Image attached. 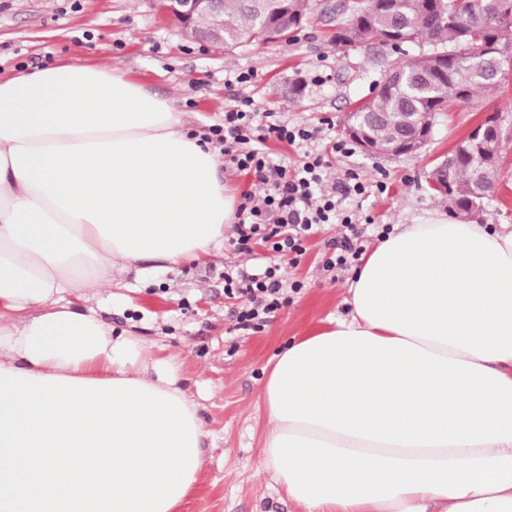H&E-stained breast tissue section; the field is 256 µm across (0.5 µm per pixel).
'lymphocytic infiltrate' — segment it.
<instances>
[{"mask_svg":"<svg viewBox=\"0 0 512 512\" xmlns=\"http://www.w3.org/2000/svg\"><path fill=\"white\" fill-rule=\"evenodd\" d=\"M322 124L291 123L282 113L258 111L253 99L242 98L224 112L223 123L211 126L206 142L219 148L227 167L251 176L258 188L246 191L235 211L233 243L237 250L251 252L260 243L276 253L290 255L299 264L305 240L322 226L337 224L348 232L333 247L325 261L326 270H344L359 264L363 248L350 238L359 223H373L372 215H358L347 206L349 200L379 196L386 192L383 181L370 182L354 171L331 181L329 165L316 143ZM299 145L298 161L273 159L266 151L269 139ZM303 281L287 277L279 265L267 264L254 273L232 265L224 269V294L242 299L235 313L239 328L259 330L281 309L288 307Z\"/></svg>","mask_w":512,"mask_h":512,"instance_id":"1","label":"lymphocytic infiltrate"}]
</instances>
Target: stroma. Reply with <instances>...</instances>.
Listing matches in <instances>:
<instances>
[{
  "label": "stroma",
  "instance_id": "35a3bbf8",
  "mask_svg": "<svg viewBox=\"0 0 512 512\" xmlns=\"http://www.w3.org/2000/svg\"><path fill=\"white\" fill-rule=\"evenodd\" d=\"M353 3L314 0L313 12L290 37L221 51L185 38L157 0H0V72L99 65L174 98L187 128L197 134H207L237 98L249 96L260 109L284 113L291 122L333 118L331 134L342 139L348 113L375 95L395 58L375 42L349 52L332 46ZM248 71L255 74L252 82L225 86L226 75ZM491 114L503 137L499 179L474 221L512 225L511 75L498 92L438 113L417 155L392 159L356 148L331 156V177L352 169L388 185L371 207L374 224L359 227L365 248L377 244L378 225L416 224L432 213H447L428 177L458 140ZM342 233L339 225L324 226L307 240L296 267L288 256L263 246L247 255L228 241L205 262L171 269L147 263L142 272H116L111 282H93L82 290L81 310L180 363L178 385L196 404L206 433L199 480L181 512H300L263 469L260 440L268 420L259 404L277 350L350 313V270L323 269L327 242ZM269 260L305 287L261 331L238 329L232 314L240 302L224 295V267L232 263L255 270Z\"/></svg>",
  "mask_w": 512,
  "mask_h": 512
}]
</instances>
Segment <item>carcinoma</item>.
Masks as SVG:
<instances>
[{"label": "carcinoma", "instance_id": "carcinoma-1", "mask_svg": "<svg viewBox=\"0 0 512 512\" xmlns=\"http://www.w3.org/2000/svg\"><path fill=\"white\" fill-rule=\"evenodd\" d=\"M288 27L298 29L312 9L311 0H286ZM350 19L352 37L332 42L345 51L368 42L397 54L375 97L355 108L354 122L382 153L392 151L415 129L419 118L466 104L474 95L495 92L500 70L512 68V0H356ZM279 0H224V48L266 44L267 28L281 25ZM444 53V57L437 53ZM448 162V187L436 195L457 207L476 210L490 196L498 177L497 161L485 144L468 136Z\"/></svg>", "mask_w": 512, "mask_h": 512}]
</instances>
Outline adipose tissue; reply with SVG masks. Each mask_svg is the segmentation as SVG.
<instances>
[{
  "label": "adipose tissue",
  "mask_w": 512,
  "mask_h": 512,
  "mask_svg": "<svg viewBox=\"0 0 512 512\" xmlns=\"http://www.w3.org/2000/svg\"><path fill=\"white\" fill-rule=\"evenodd\" d=\"M235 208L172 100L99 66L0 74V368L183 398L175 358L72 297L87 268L206 260ZM348 293L264 386L283 493L301 512H512V229L399 225Z\"/></svg>",
  "instance_id": "adipose-tissue-1"
}]
</instances>
